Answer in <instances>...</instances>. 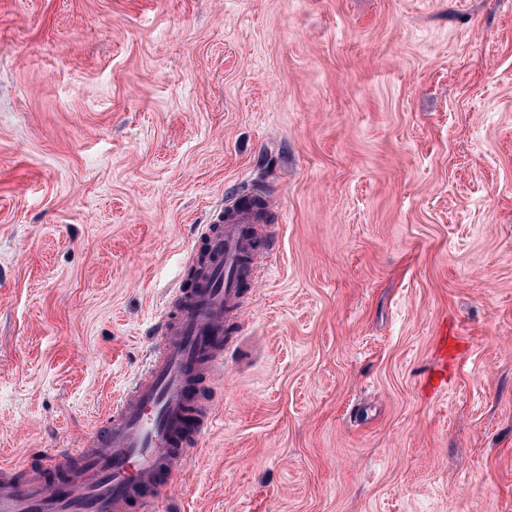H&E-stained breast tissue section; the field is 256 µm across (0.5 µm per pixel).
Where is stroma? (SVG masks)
<instances>
[{"label": "stroma", "mask_w": 512, "mask_h": 512, "mask_svg": "<svg viewBox=\"0 0 512 512\" xmlns=\"http://www.w3.org/2000/svg\"><path fill=\"white\" fill-rule=\"evenodd\" d=\"M257 191L277 243L152 512H512V0H0V462L79 447ZM455 331H448V322L445 321L440 326L435 338V352L438 356L439 368H436L428 376L426 386L430 390H437L444 385L445 374L448 371V357L455 359L457 355V343ZM449 355V356H448Z\"/></svg>", "instance_id": "35a3bbf8"}]
</instances>
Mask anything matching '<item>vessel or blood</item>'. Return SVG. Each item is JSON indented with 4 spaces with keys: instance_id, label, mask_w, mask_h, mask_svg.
<instances>
[{
    "instance_id": "obj_1",
    "label": "vessel or blood",
    "mask_w": 512,
    "mask_h": 512,
    "mask_svg": "<svg viewBox=\"0 0 512 512\" xmlns=\"http://www.w3.org/2000/svg\"><path fill=\"white\" fill-rule=\"evenodd\" d=\"M255 202L225 205L211 223L198 227L205 247L188 287L175 289L159 317L149 361L115 401L96 433L87 437L69 466L67 451L41 455L42 469L0 464V512H145L171 493L186 447L195 445L213 422L198 386L224 355L225 326L242 308L243 284L260 280L264 246ZM457 336L440 327L435 338L438 368L426 386H443ZM67 468L63 481L46 472Z\"/></svg>"
}]
</instances>
